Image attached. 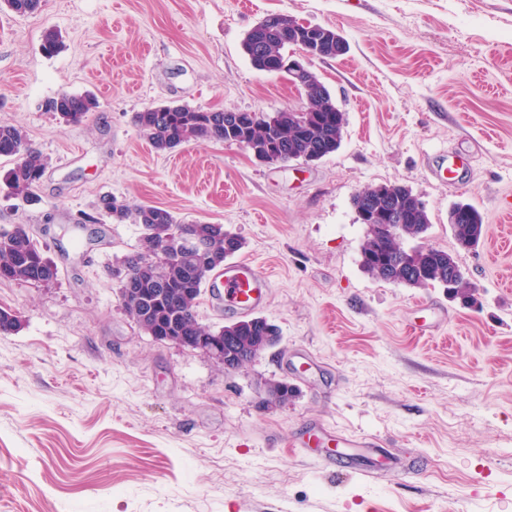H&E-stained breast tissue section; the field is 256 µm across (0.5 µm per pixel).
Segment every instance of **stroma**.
<instances>
[{"instance_id": "obj_1", "label": "stroma", "mask_w": 512, "mask_h": 512, "mask_svg": "<svg viewBox=\"0 0 512 512\" xmlns=\"http://www.w3.org/2000/svg\"><path fill=\"white\" fill-rule=\"evenodd\" d=\"M273 13L348 43L309 62L345 114L340 149L280 166L213 139L156 152L133 123L155 105L305 104L242 50ZM62 92L97 106L59 123L44 104ZM0 123L49 162L33 200L0 192V229L31 225L58 268L0 279L22 320L0 335V512H512V0H44L0 11ZM439 151L468 160L456 185L430 176ZM385 183L425 202L476 305L362 269L352 197ZM106 195L237 233L279 344L227 371L139 330L111 269L142 228L106 217ZM460 200L484 219L469 251ZM280 380L292 397L267 402ZM333 442L356 471L330 465ZM448 223L458 248L469 250L480 243L484 233L483 219L472 204L456 203L449 214Z\"/></svg>"}]
</instances>
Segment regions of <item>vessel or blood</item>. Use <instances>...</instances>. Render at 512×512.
I'll return each mask as SVG.
<instances>
[{"label":"vessel or blood","mask_w":512,"mask_h":512,"mask_svg":"<svg viewBox=\"0 0 512 512\" xmlns=\"http://www.w3.org/2000/svg\"><path fill=\"white\" fill-rule=\"evenodd\" d=\"M465 162L448 152L437 154L431 173L440 181L456 184ZM271 288L269 278L252 262L238 260L224 265L208 278V295L225 312L245 317L265 306Z\"/></svg>","instance_id":"b4317fda"}]
</instances>
